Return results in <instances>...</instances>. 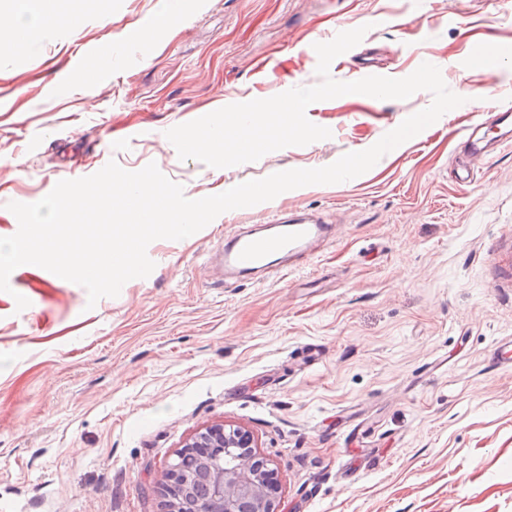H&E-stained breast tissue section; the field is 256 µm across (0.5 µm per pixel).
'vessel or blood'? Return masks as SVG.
Returning a JSON list of instances; mask_svg holds the SVG:
<instances>
[{"label":"vessel or blood","mask_w":512,"mask_h":512,"mask_svg":"<svg viewBox=\"0 0 512 512\" xmlns=\"http://www.w3.org/2000/svg\"><path fill=\"white\" fill-rule=\"evenodd\" d=\"M512 135V110L498 109L490 120L464 126L459 139L474 156L483 155L495 143ZM333 234L332 225L305 217L271 222L265 235L240 234L225 238L218 255L222 269L228 274H250L271 270L276 258L298 256L317 240Z\"/></svg>","instance_id":"obj_1"}]
</instances>
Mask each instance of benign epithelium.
I'll return each instance as SVG.
<instances>
[{
    "label": "benign epithelium",
    "instance_id": "benign-epithelium-1",
    "mask_svg": "<svg viewBox=\"0 0 512 512\" xmlns=\"http://www.w3.org/2000/svg\"><path fill=\"white\" fill-rule=\"evenodd\" d=\"M196 454L199 469L187 475L178 455L169 465L166 495L177 502L193 495L197 482L205 484L207 506L191 512H277L274 481L268 464L253 451V435L232 424H215L186 444Z\"/></svg>",
    "mask_w": 512,
    "mask_h": 512
}]
</instances>
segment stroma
I'll return each instance as SVG.
<instances>
[{
	"label": "stroma",
	"instance_id": "35a3bbf8",
	"mask_svg": "<svg viewBox=\"0 0 512 512\" xmlns=\"http://www.w3.org/2000/svg\"><path fill=\"white\" fill-rule=\"evenodd\" d=\"M454 23H447L446 11ZM23 51L0 32V237L10 202L109 161L156 164L187 198L365 150L433 96L310 105L330 138L255 162L180 160L168 129L320 81L315 43L366 27L330 75L431 63L464 104L366 173L224 212L147 248L155 268L88 307L32 264L0 292V504L168 512V467L198 431H250L279 512H512V144L457 132L512 108V0H63ZM165 26H155L158 12ZM146 29L150 41H135ZM473 170L457 184L458 168ZM305 211L336 238L290 271L216 284L225 237ZM30 305L17 310L15 295Z\"/></svg>",
	"mask_w": 512,
	"mask_h": 512
}]
</instances>
